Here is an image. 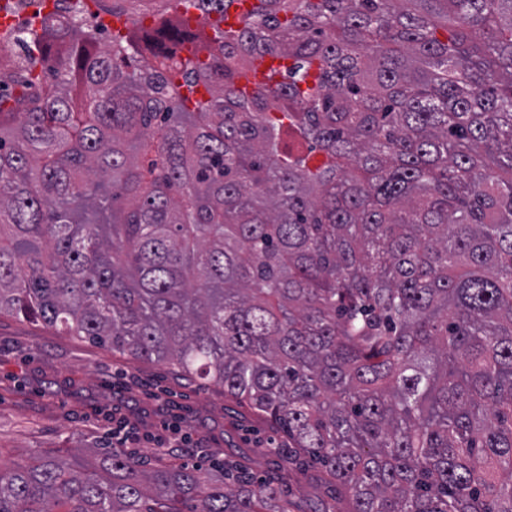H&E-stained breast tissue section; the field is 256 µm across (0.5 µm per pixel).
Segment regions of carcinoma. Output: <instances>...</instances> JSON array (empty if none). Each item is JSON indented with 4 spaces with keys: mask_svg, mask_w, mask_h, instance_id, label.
Here are the masks:
<instances>
[{
    "mask_svg": "<svg viewBox=\"0 0 512 512\" xmlns=\"http://www.w3.org/2000/svg\"><path fill=\"white\" fill-rule=\"evenodd\" d=\"M97 2L0 32V316L222 386L341 512H512V0ZM224 479L37 454L0 512H293ZM275 65L276 63L273 64L272 58L268 56L255 59L251 70L239 81V88L246 93H251L259 88L269 86L268 74L270 68Z\"/></svg>",
    "mask_w": 512,
    "mask_h": 512,
    "instance_id": "1",
    "label": "carcinoma"
}]
</instances>
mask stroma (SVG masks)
<instances>
[{
	"label": "stroma",
	"instance_id": "obj_1",
	"mask_svg": "<svg viewBox=\"0 0 512 512\" xmlns=\"http://www.w3.org/2000/svg\"><path fill=\"white\" fill-rule=\"evenodd\" d=\"M116 410L137 436L132 453L148 463L208 466L230 455L255 480L278 474L262 450L280 445L281 434L222 387L202 389L168 365L135 362L88 339L0 317V463L111 441ZM288 486L295 512L335 502L319 467H307Z\"/></svg>",
	"mask_w": 512,
	"mask_h": 512
}]
</instances>
